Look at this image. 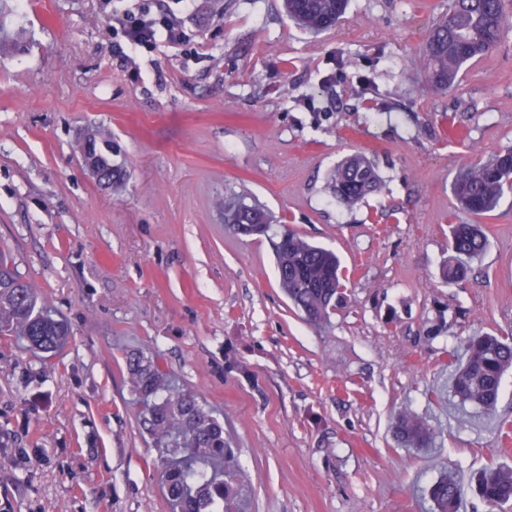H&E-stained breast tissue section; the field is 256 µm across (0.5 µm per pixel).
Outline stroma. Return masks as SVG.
I'll return each mask as SVG.
<instances>
[{
	"mask_svg": "<svg viewBox=\"0 0 512 512\" xmlns=\"http://www.w3.org/2000/svg\"><path fill=\"white\" fill-rule=\"evenodd\" d=\"M448 0H349L332 30L282 0H0V250L63 318L42 359L0 336V512H169L124 355L158 358L224 421L242 512H423L441 474L461 512L512 466V375L488 415L430 397L474 332L512 336V195L479 223L486 251L446 284L451 183L512 148V29L445 92L423 55ZM175 16L183 41L116 52V17ZM394 98L359 99L365 80ZM102 130L120 182L78 148ZM367 153L385 186L348 208L329 172ZM334 250L329 324L281 292L268 238L233 233L223 201ZM433 447L394 435L400 414ZM394 433L398 441L412 448H428L434 435L433 429L428 424L407 414L398 417Z\"/></svg>",
	"mask_w": 512,
	"mask_h": 512,
	"instance_id": "stroma-1",
	"label": "stroma"
}]
</instances>
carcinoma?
Here are the masks:
<instances>
[{"label":"carcinoma","instance_id":"carcinoma-1","mask_svg":"<svg viewBox=\"0 0 512 512\" xmlns=\"http://www.w3.org/2000/svg\"><path fill=\"white\" fill-rule=\"evenodd\" d=\"M348 0H285L284 7L302 28L321 33L336 26L345 15ZM512 15L503 0H452L448 15L433 23L424 58H411L407 66H424L432 88L450 89L459 74L494 48ZM101 167L97 172L110 179L117 174L107 158L110 148L104 133L89 140ZM384 188L374 162L365 154L346 157L330 174L325 192L352 207ZM459 211L470 217L492 212L512 193V149L487 160L462 167L451 183ZM226 221L239 235L265 236L271 229L268 215L256 208H226ZM487 245L478 225L460 221L449 225L448 246L459 262L448 266L450 282L466 278L468 267L460 258H473ZM279 287L289 302L314 326H322L336 308L344 288L338 255L283 228L272 242ZM0 333L24 337L34 354L52 353L65 341L64 324L38 307L35 286L23 280L8 258L0 254ZM132 392L141 404L143 428L159 451L160 477L172 512H225L238 500L237 459L224 440V422L198 397L170 386L166 373L152 359L138 353L126 356ZM450 392L459 404H473L488 413L495 408L502 381L512 371V340L490 334L467 339L461 359L448 363ZM394 433L412 448H426L433 429L407 414L398 417ZM478 492L485 503L503 506L512 502V467L491 465L478 477ZM431 512H459L464 485L452 476L432 483L428 490Z\"/></svg>","mask_w":512,"mask_h":512}]
</instances>
